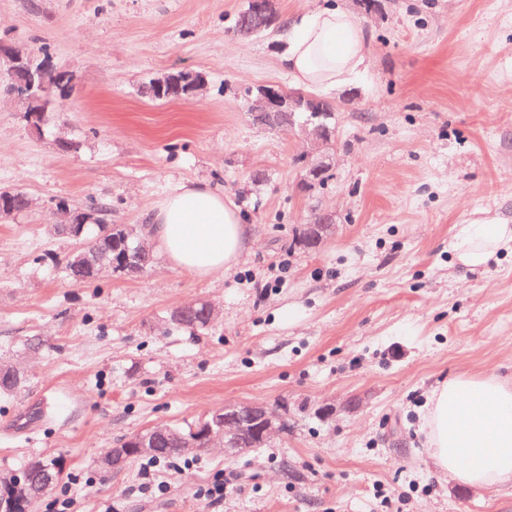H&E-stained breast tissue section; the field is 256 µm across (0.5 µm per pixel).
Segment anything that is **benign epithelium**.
<instances>
[{"mask_svg": "<svg viewBox=\"0 0 512 512\" xmlns=\"http://www.w3.org/2000/svg\"><path fill=\"white\" fill-rule=\"evenodd\" d=\"M273 2L275 0H248V8L242 14L246 23L242 35L249 36L276 24ZM29 60L30 55L27 53H22L9 45L0 46V69L7 70L15 82L12 98L19 103L20 111L31 113L28 123L37 127V113L43 111L42 92L45 81L49 80L58 85L59 90L65 91L72 85L73 75L67 70L55 67L48 60L36 68L30 65ZM204 88L205 80L202 75L182 70L153 79L149 93L155 99H164L175 91L178 97L190 99L200 95ZM249 112L254 122L261 127L299 130L309 145L310 153L314 155L306 165V178L310 182L321 179L326 173V166L316 159V156L329 145L332 129L324 120V108L319 105L318 99L292 96L280 87L265 86L250 97ZM60 214L63 217L60 225L65 231L76 238L81 237L89 222V215L66 206L60 208ZM331 228L332 225L325 218L307 225L305 242L309 245L320 244ZM279 428L281 424L264 405H232L224 408V415L214 418L205 425L200 440L204 447L222 448L228 455L252 447ZM175 438L177 435L170 428H157L133 448L112 449L105 462L118 468L130 457L157 454L160 442ZM60 469L61 464L58 462L42 465L39 475L31 477L27 484L18 489L19 494L30 501L41 498Z\"/></svg>", "mask_w": 512, "mask_h": 512, "instance_id": "7a95c632", "label": "benign epithelium"}]
</instances>
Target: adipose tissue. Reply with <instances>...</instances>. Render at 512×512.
Returning <instances> with one entry per match:
<instances>
[{
	"mask_svg": "<svg viewBox=\"0 0 512 512\" xmlns=\"http://www.w3.org/2000/svg\"><path fill=\"white\" fill-rule=\"evenodd\" d=\"M369 35L336 0L292 22L281 61L305 88L330 90L357 74ZM153 239L173 267L199 278L235 267L251 227L237 206L207 182L180 183L149 209ZM512 246V226L475 219L454 227L456 262L486 267ZM422 431L434 466L458 483L488 488L512 483V385L467 374L437 384Z\"/></svg>",
	"mask_w": 512,
	"mask_h": 512,
	"instance_id": "adipose-tissue-1",
	"label": "adipose tissue"
}]
</instances>
